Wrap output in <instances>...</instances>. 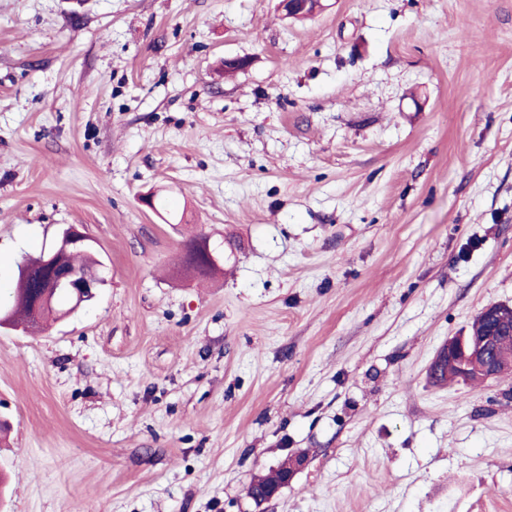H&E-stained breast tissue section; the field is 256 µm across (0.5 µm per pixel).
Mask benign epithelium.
<instances>
[{
	"label": "benign epithelium",
	"mask_w": 512,
	"mask_h": 512,
	"mask_svg": "<svg viewBox=\"0 0 512 512\" xmlns=\"http://www.w3.org/2000/svg\"><path fill=\"white\" fill-rule=\"evenodd\" d=\"M64 249L76 251L90 247L89 237L75 227L63 230L59 242ZM186 258L189 268L197 274H208L215 270L219 258L211 249L210 239L206 236L190 242L186 246ZM45 292L33 297L32 304L36 311H42L57 293H64L71 298V310L78 309L94 296V290L103 284L104 278L96 275H78L59 266H47L43 270ZM512 316L511 304H490L484 307L472 320L468 328L458 336H450L438 350L431 362L436 370H441L445 360L456 359L457 371L448 384H467L474 378L483 381L512 375V358H502L496 354L500 339L512 337V322L506 321ZM303 459L298 457L287 465L280 480L264 488L263 492L254 491L248 486L247 495L256 503L262 504L272 500L280 490L291 483L296 470Z\"/></svg>",
	"instance_id": "obj_1"
}]
</instances>
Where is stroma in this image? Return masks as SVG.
Listing matches in <instances>:
<instances>
[{"label":"stroma","mask_w":512,"mask_h":512,"mask_svg":"<svg viewBox=\"0 0 512 512\" xmlns=\"http://www.w3.org/2000/svg\"><path fill=\"white\" fill-rule=\"evenodd\" d=\"M71 225L106 282L0 327V512H512V378H428L512 304V0H0V300ZM186 258L189 268L197 274L213 272L219 263V258L211 249L210 239L207 236L189 242L186 246ZM302 462L303 459L300 457L293 459L290 464L283 469L280 480L277 483L265 487L261 494L259 492H254L252 481L247 488V495L258 504L272 500L278 495L283 487L288 486V484L291 483L296 470Z\"/></svg>","instance_id":"35a3bbf8"}]
</instances>
